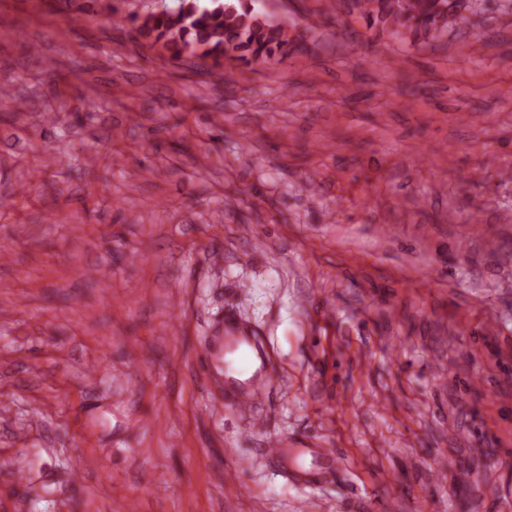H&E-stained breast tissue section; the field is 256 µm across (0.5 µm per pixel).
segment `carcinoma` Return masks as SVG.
Listing matches in <instances>:
<instances>
[{
	"mask_svg": "<svg viewBox=\"0 0 512 512\" xmlns=\"http://www.w3.org/2000/svg\"><path fill=\"white\" fill-rule=\"evenodd\" d=\"M448 0H354L361 14L393 27H421L429 35L448 29L458 15L438 11ZM138 30L154 46L179 60L186 53L212 59L217 66L245 60L260 65L274 49L289 44L282 27L272 26L253 13L233 6L201 8L193 0L145 16Z\"/></svg>",
	"mask_w": 512,
	"mask_h": 512,
	"instance_id": "1",
	"label": "carcinoma"
}]
</instances>
